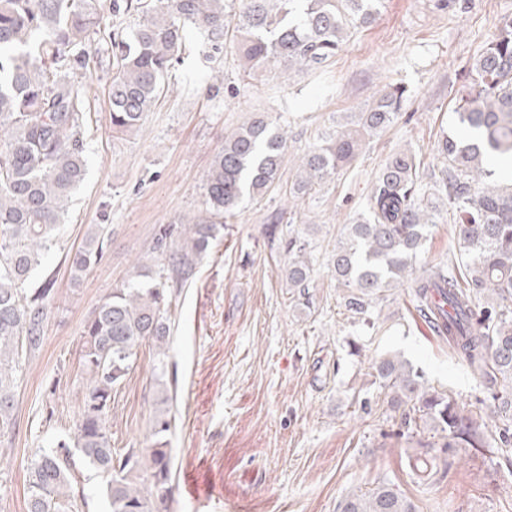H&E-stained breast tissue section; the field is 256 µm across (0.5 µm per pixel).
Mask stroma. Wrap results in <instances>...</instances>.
Masks as SVG:
<instances>
[{
  "label": "stroma",
  "mask_w": 512,
  "mask_h": 512,
  "mask_svg": "<svg viewBox=\"0 0 512 512\" xmlns=\"http://www.w3.org/2000/svg\"><path fill=\"white\" fill-rule=\"evenodd\" d=\"M504 17H512V0H381L374 21L352 30L339 53L312 71L245 73L231 36L220 61L183 56L131 133L112 128L111 45L96 38L99 65L85 80L86 176L45 259L55 294L42 347L18 384L15 435L0 445V512H26L32 460L74 432L90 379L81 362L84 323L141 269L167 266L155 248L160 227L182 232L206 218L211 162L225 135L256 111L269 113L287 137L281 178L225 219L174 289L165 359L142 345L112 393L113 447L148 450L155 415L164 408L174 416L168 512H337L344 496L382 482L415 512H512V446L449 448L430 428L405 426L373 385L371 364L402 356L476 417L495 386L429 329L405 284L373 299L367 327L346 307L332 267L344 225L366 211L392 154L413 151L425 179L440 169L438 141L455 132L468 70ZM392 84L405 89L395 122L365 137L350 166L310 194L291 196L301 155ZM98 224L108 227L103 257L72 282L68 258ZM292 235L309 244L303 288L288 285ZM419 458L443 467L433 476L415 471ZM71 473L72 512H108L103 474L77 453Z\"/></svg>",
  "instance_id": "obj_1"
}]
</instances>
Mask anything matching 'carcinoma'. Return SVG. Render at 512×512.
Returning a JSON list of instances; mask_svg holds the SVG:
<instances>
[{
	"label": "carcinoma",
	"mask_w": 512,
	"mask_h": 512,
	"mask_svg": "<svg viewBox=\"0 0 512 512\" xmlns=\"http://www.w3.org/2000/svg\"><path fill=\"white\" fill-rule=\"evenodd\" d=\"M100 0H0V443L16 429V393L26 359L39 351L56 279L43 270L72 193L84 180L83 129L90 102L78 73L99 64L91 50L102 33ZM235 0H112V15H135L131 39L112 32L108 99L112 129L136 130L164 90L165 78L189 44V28L203 31L222 50ZM379 0H244L237 15L238 49L246 69H319L340 49L351 28L371 23ZM468 92L455 108L456 125L438 144L441 175L426 188L410 151L380 169L367 213L346 225L336 244V283L348 289L346 305L359 314L368 301L409 281L417 311L448 337L473 373L501 384L486 418L464 413L450 394L427 385L423 371L396 356L372 363V376L387 405L404 423L422 421L447 439V448L512 444L509 428L495 433L489 421L512 417V183L501 184L487 166L492 155L512 157V19L504 18L474 60ZM404 90L381 93L354 127L324 136L300 159L290 192L306 194L351 164L362 137L397 119ZM287 138L266 112L224 137L205 181L211 215L197 222L172 251L171 276L148 271L143 280L112 292L82 332V362L91 378L76 430L31 466L27 512H69L76 449L84 462L109 477L110 512H167L172 488L167 436L175 427L162 412L154 418L155 448L112 447L107 425L113 390L147 342L170 334L163 311L169 282L189 274L222 228L219 220L263 196L280 180ZM453 216L459 256L413 276L433 226ZM105 227L97 225L69 258L82 276L103 256ZM306 244L288 238V284L304 288L311 268ZM338 512H414L410 500L388 483L346 495Z\"/></svg>",
	"instance_id": "1"
}]
</instances>
